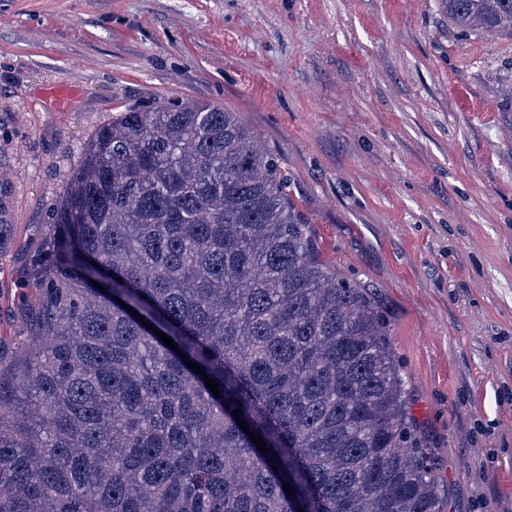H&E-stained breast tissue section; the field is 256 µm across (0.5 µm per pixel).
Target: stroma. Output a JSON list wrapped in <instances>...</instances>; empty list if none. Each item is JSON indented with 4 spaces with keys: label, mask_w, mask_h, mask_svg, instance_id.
I'll use <instances>...</instances> for the list:
<instances>
[{
    "label": "stroma",
    "mask_w": 512,
    "mask_h": 512,
    "mask_svg": "<svg viewBox=\"0 0 512 512\" xmlns=\"http://www.w3.org/2000/svg\"><path fill=\"white\" fill-rule=\"evenodd\" d=\"M511 76L512 39L459 31L442 0H0V349L92 134L210 103L382 315L446 512H512Z\"/></svg>",
    "instance_id": "1"
}]
</instances>
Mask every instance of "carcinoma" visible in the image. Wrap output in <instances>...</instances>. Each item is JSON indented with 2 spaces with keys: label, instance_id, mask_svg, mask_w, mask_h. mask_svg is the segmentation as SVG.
Segmentation results:
<instances>
[{
  "label": "carcinoma",
  "instance_id": "carcinoma-1",
  "mask_svg": "<svg viewBox=\"0 0 512 512\" xmlns=\"http://www.w3.org/2000/svg\"><path fill=\"white\" fill-rule=\"evenodd\" d=\"M444 2L512 38V0ZM50 227L0 351V512H445L384 320L235 113H116ZM11 233L0 194V252Z\"/></svg>",
  "mask_w": 512,
  "mask_h": 512
}]
</instances>
